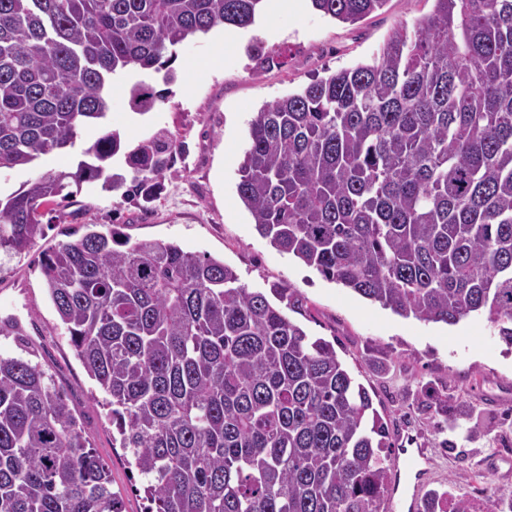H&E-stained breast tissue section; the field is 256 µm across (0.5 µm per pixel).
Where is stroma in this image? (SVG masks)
I'll use <instances>...</instances> for the list:
<instances>
[{
  "instance_id": "1",
  "label": "stroma",
  "mask_w": 512,
  "mask_h": 512,
  "mask_svg": "<svg viewBox=\"0 0 512 512\" xmlns=\"http://www.w3.org/2000/svg\"><path fill=\"white\" fill-rule=\"evenodd\" d=\"M433 9L434 0H387L380 10L348 24L313 10L309 0H269L254 26L218 27L182 44L172 83L153 72L125 71L110 89L105 126L128 144L161 130L174 136V164L158 198L125 200L103 190L101 182L82 183L43 216L45 234L30 249L0 251V355L29 348L33 362L64 392L84 437L111 471L124 512H141L142 479L124 449L112 445L103 395L76 356L41 269L44 252L80 238L91 224L102 231L117 224L131 240L172 241L185 251L224 260L253 289L295 291L303 308L292 321L333 344L369 391L392 441L400 439L401 421L412 423L418 447L437 464L429 487L465 498L476 492L486 498L512 493V347L485 318L454 325L405 319L326 281L261 238L236 192L249 124L265 103L370 62L394 29L414 25ZM255 39L269 50L286 49V56L253 72L248 47ZM139 83L158 96L144 115L130 105L131 90ZM102 127H82L73 148L45 156L35 167L1 170L0 194L44 173L75 171ZM446 392L454 397L453 411L474 410L472 420L453 430L426 406L428 396ZM447 438L455 449L443 448Z\"/></svg>"
}]
</instances>
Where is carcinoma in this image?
<instances>
[{
  "label": "carcinoma",
  "instance_id": "obj_1",
  "mask_svg": "<svg viewBox=\"0 0 512 512\" xmlns=\"http://www.w3.org/2000/svg\"><path fill=\"white\" fill-rule=\"evenodd\" d=\"M265 0H0V170L72 148L106 118L112 77L174 79L176 49L246 29ZM355 23L386 0H310ZM378 57L263 105L236 191L257 232L393 313L484 315L512 346V0H434ZM282 53L256 42L264 70ZM156 100L138 84L131 107ZM164 131L133 147L103 128L74 173L0 198V250L43 235L71 184L155 197ZM132 173H109L114 158ZM77 357L146 481L145 512H380L387 426L334 346L308 336L222 260L118 227L41 261ZM0 512H122L112 474L39 365L0 357ZM420 512H470L429 491Z\"/></svg>",
  "mask_w": 512,
  "mask_h": 512
}]
</instances>
